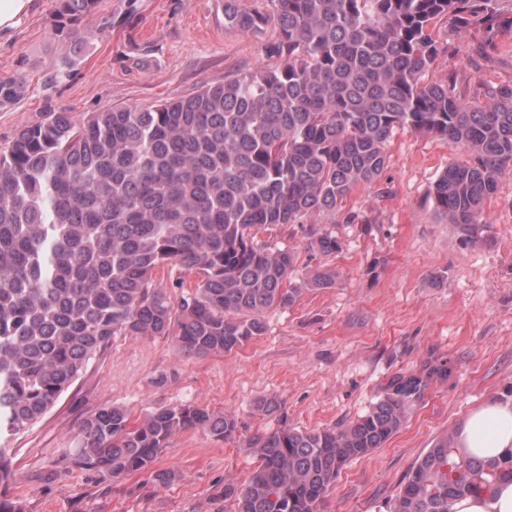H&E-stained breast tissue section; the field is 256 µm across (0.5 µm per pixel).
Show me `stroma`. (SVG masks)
Instances as JSON below:
<instances>
[{"label": "stroma", "instance_id": "obj_1", "mask_svg": "<svg viewBox=\"0 0 512 512\" xmlns=\"http://www.w3.org/2000/svg\"><path fill=\"white\" fill-rule=\"evenodd\" d=\"M125 0H102L100 15L82 18L71 45L58 39L57 0H34L28 19L0 40V81L22 75L27 90L0 107V146L39 120L46 103L75 112L152 105L192 94L258 66H277L272 29L250 34L226 26L224 0H137L123 27L102 28L101 14ZM448 43L426 81L455 78L460 91L512 82V34L491 60H473V39L436 32ZM78 60L62 70L66 55ZM377 184L354 191L348 205L365 224H333L340 253L309 257L303 232L278 229L280 246L299 248V265L330 267L331 288H309L285 309L266 314L267 331L234 352L206 358L178 353L169 336L113 337L55 406L6 444L25 512H235L224 486L255 464L243 441L288 425L341 427L364 414L397 372L428 355L446 359V381L428 389L405 427L382 448L341 471L324 512H379L415 462L456 430L485 400H512V176L486 204L490 239L465 240L427 201L432 183L459 149L433 135L396 131ZM277 397L278 410L256 402ZM195 403L234 414L235 442L201 430L176 433L158 458L180 478L157 489L146 475L100 479L70 458L78 424L106 405L138 418L159 406Z\"/></svg>", "mask_w": 512, "mask_h": 512}]
</instances>
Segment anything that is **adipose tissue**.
<instances>
[{
    "label": "adipose tissue",
    "mask_w": 512,
    "mask_h": 512,
    "mask_svg": "<svg viewBox=\"0 0 512 512\" xmlns=\"http://www.w3.org/2000/svg\"><path fill=\"white\" fill-rule=\"evenodd\" d=\"M457 446L466 455L481 459L512 453V402L491 400L474 409L459 425ZM449 512H512V481L500 482L487 496L453 499Z\"/></svg>",
    "instance_id": "1"
}]
</instances>
